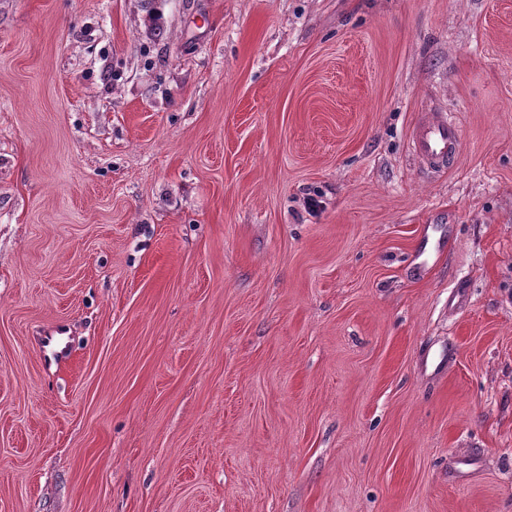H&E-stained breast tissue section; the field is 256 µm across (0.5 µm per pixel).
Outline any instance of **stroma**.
Masks as SVG:
<instances>
[{"mask_svg": "<svg viewBox=\"0 0 512 512\" xmlns=\"http://www.w3.org/2000/svg\"><path fill=\"white\" fill-rule=\"evenodd\" d=\"M156 7L0 0V512H512V0ZM414 151L428 168L448 165L461 148V133L455 122L443 112H433L427 121L415 127L412 134Z\"/></svg>", "mask_w": 512, "mask_h": 512, "instance_id": "35a3bbf8", "label": "stroma"}]
</instances>
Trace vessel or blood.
Instances as JSON below:
<instances>
[{
  "mask_svg": "<svg viewBox=\"0 0 512 512\" xmlns=\"http://www.w3.org/2000/svg\"><path fill=\"white\" fill-rule=\"evenodd\" d=\"M412 143L418 157L434 169L455 159L461 148V133L446 113L435 112L415 127Z\"/></svg>",
  "mask_w": 512,
  "mask_h": 512,
  "instance_id": "b4317fda",
  "label": "vessel or blood"
}]
</instances>
